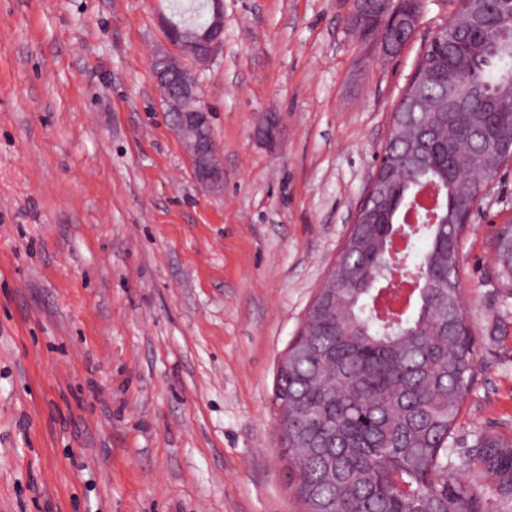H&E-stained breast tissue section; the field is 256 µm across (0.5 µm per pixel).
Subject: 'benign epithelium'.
<instances>
[{"mask_svg":"<svg viewBox=\"0 0 512 512\" xmlns=\"http://www.w3.org/2000/svg\"><path fill=\"white\" fill-rule=\"evenodd\" d=\"M382 15L400 29L398 39L383 42L380 48L383 54L395 56L413 37L420 14L406 10L403 0L396 5L393 0H382ZM160 25L170 50L152 60L159 99L172 117V127L184 145L197 183L219 192L224 186V165L211 133L200 75L223 43L224 0H209L205 25L193 32L165 16L160 17Z\"/></svg>","mask_w":512,"mask_h":512,"instance_id":"obj_1","label":"benign epithelium"}]
</instances>
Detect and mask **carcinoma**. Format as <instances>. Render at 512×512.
Instances as JSON below:
<instances>
[{
    "mask_svg": "<svg viewBox=\"0 0 512 512\" xmlns=\"http://www.w3.org/2000/svg\"><path fill=\"white\" fill-rule=\"evenodd\" d=\"M205 0H176L172 17L197 24ZM384 24L376 0H356L355 32ZM448 40L424 50L396 108L384 164L346 239L332 280L288 347L274 393L283 403L282 453L299 475L307 512H482L477 492L449 472L448 448L477 378L475 341L460 292V237L469 210L512 156V23L472 26L455 13ZM438 208L417 209L414 263L424 288L396 317L378 307L388 227L422 186ZM500 278L512 288V225L498 238ZM512 487V447L486 434L458 458Z\"/></svg>",
    "mask_w": 512,
    "mask_h": 512,
    "instance_id": "cac0c4a2",
    "label": "carcinoma"
}]
</instances>
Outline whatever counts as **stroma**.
<instances>
[{
    "label": "stroma",
    "instance_id": "obj_1",
    "mask_svg": "<svg viewBox=\"0 0 512 512\" xmlns=\"http://www.w3.org/2000/svg\"><path fill=\"white\" fill-rule=\"evenodd\" d=\"M169 3L0 0V512H304L277 364L456 0H425L394 59L352 33L353 0H224L201 74L220 195L156 95ZM506 224L512 163L460 241L478 376L458 452L481 434L512 444ZM461 477L484 512H512L479 465ZM500 278L506 288H512V225L508 224L498 238Z\"/></svg>",
    "mask_w": 512,
    "mask_h": 512
}]
</instances>
